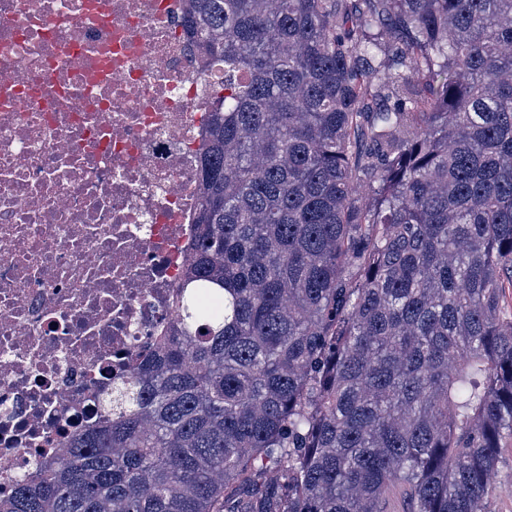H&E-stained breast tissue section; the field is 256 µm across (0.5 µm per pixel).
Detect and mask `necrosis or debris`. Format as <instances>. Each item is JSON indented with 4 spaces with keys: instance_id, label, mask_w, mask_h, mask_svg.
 <instances>
[{
    "instance_id": "obj_1",
    "label": "necrosis or debris",
    "mask_w": 512,
    "mask_h": 512,
    "mask_svg": "<svg viewBox=\"0 0 512 512\" xmlns=\"http://www.w3.org/2000/svg\"><path fill=\"white\" fill-rule=\"evenodd\" d=\"M183 0H0V487L176 318L221 73Z\"/></svg>"
}]
</instances>
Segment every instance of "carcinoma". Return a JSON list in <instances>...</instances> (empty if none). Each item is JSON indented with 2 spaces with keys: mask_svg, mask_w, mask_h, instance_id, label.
Listing matches in <instances>:
<instances>
[{
  "mask_svg": "<svg viewBox=\"0 0 512 512\" xmlns=\"http://www.w3.org/2000/svg\"><path fill=\"white\" fill-rule=\"evenodd\" d=\"M224 71L177 318L0 512H484L512 439V0H185Z\"/></svg>",
  "mask_w": 512,
  "mask_h": 512,
  "instance_id": "carcinoma-1",
  "label": "carcinoma"
}]
</instances>
